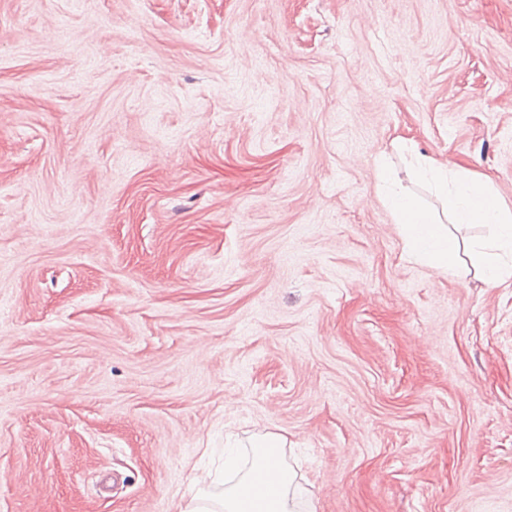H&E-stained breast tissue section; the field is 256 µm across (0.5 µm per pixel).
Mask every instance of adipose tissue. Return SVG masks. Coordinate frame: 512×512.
<instances>
[{"label": "adipose tissue", "instance_id": "adipose-tissue-1", "mask_svg": "<svg viewBox=\"0 0 512 512\" xmlns=\"http://www.w3.org/2000/svg\"><path fill=\"white\" fill-rule=\"evenodd\" d=\"M250 448V467L237 483L219 497L202 495L185 512H300L293 476L281 457L280 437H256Z\"/></svg>", "mask_w": 512, "mask_h": 512}]
</instances>
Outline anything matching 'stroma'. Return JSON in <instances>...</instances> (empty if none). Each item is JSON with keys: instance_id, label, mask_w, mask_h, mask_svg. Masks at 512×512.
<instances>
[{"instance_id": "stroma-1", "label": "stroma", "mask_w": 512, "mask_h": 512, "mask_svg": "<svg viewBox=\"0 0 512 512\" xmlns=\"http://www.w3.org/2000/svg\"><path fill=\"white\" fill-rule=\"evenodd\" d=\"M512 205V0H0V512H512V282L404 252L392 139ZM250 467L224 494L199 496L203 503L187 505L182 512H298L301 502L292 491L293 476L281 457V438L274 434L250 443Z\"/></svg>"}]
</instances>
